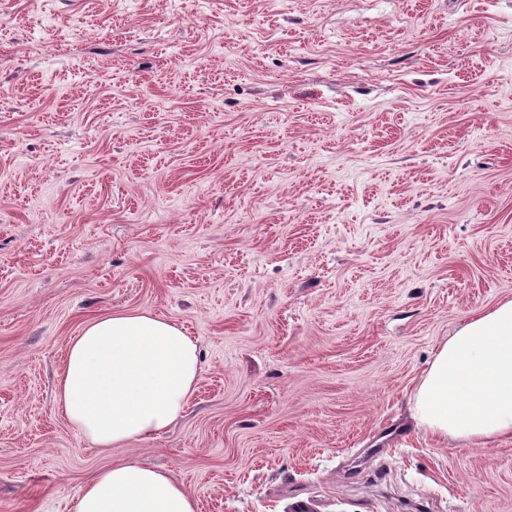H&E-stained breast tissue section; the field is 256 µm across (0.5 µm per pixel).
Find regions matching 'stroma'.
Wrapping results in <instances>:
<instances>
[{
    "label": "stroma",
    "instance_id": "obj_1",
    "mask_svg": "<svg viewBox=\"0 0 512 512\" xmlns=\"http://www.w3.org/2000/svg\"><path fill=\"white\" fill-rule=\"evenodd\" d=\"M504 299L512 0H0V512H73L115 457L198 512H512V442L410 418ZM132 310L204 373L108 455L55 384Z\"/></svg>",
    "mask_w": 512,
    "mask_h": 512
}]
</instances>
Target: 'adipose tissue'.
<instances>
[{
    "label": "adipose tissue",
    "mask_w": 512,
    "mask_h": 512,
    "mask_svg": "<svg viewBox=\"0 0 512 512\" xmlns=\"http://www.w3.org/2000/svg\"><path fill=\"white\" fill-rule=\"evenodd\" d=\"M202 377L196 339L148 312H112L69 343L55 400L102 451L152 437L183 413ZM412 418L431 435L485 448L512 439V299L470 317L438 344ZM74 512H197L169 475L114 461L77 491Z\"/></svg>",
    "instance_id": "ef3b65f1"
}]
</instances>
